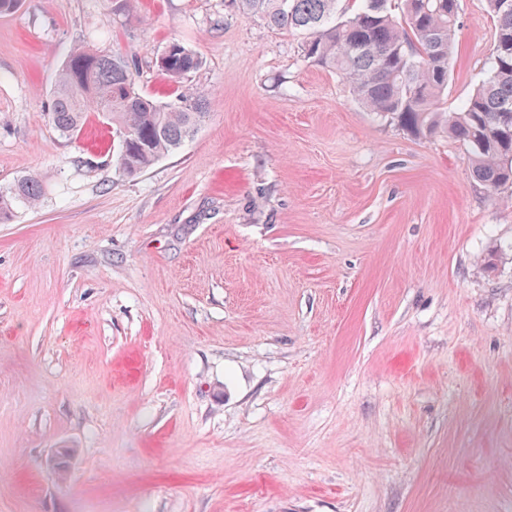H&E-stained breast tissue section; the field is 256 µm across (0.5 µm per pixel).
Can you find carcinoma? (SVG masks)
Segmentation results:
<instances>
[{"label": "carcinoma", "instance_id": "cac0c4a2", "mask_svg": "<svg viewBox=\"0 0 512 512\" xmlns=\"http://www.w3.org/2000/svg\"><path fill=\"white\" fill-rule=\"evenodd\" d=\"M232 0L239 10L302 36V57L346 78L349 91L368 111L392 115L418 136L446 132L470 148L474 177L495 193L512 187V126L501 114L512 112V10L504 0H486L495 25L490 70L456 111L443 110L449 61L458 31L459 0ZM202 58L172 42L158 68L179 83L199 69ZM136 67L119 55L86 46L73 48L59 71L51 119L65 136L78 134L88 113L99 112L121 134L116 166L137 175L178 150L206 117L204 96L182 86L176 98L159 102L139 92ZM43 185L26 177L7 194L0 192V223L9 221L17 202L36 204Z\"/></svg>", "mask_w": 512, "mask_h": 512}]
</instances>
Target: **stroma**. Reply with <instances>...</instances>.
I'll return each mask as SVG.
<instances>
[{
  "instance_id": "35a3bbf8",
  "label": "stroma",
  "mask_w": 512,
  "mask_h": 512,
  "mask_svg": "<svg viewBox=\"0 0 512 512\" xmlns=\"http://www.w3.org/2000/svg\"><path fill=\"white\" fill-rule=\"evenodd\" d=\"M173 41L178 151L128 176L105 117L54 128L71 48L168 101ZM493 41L459 0L449 109ZM299 46L224 0L0 12V189L43 184L0 223V512H512V191ZM165 49L164 54L157 59V66L175 83H181L189 73L202 65V58L182 43L172 42Z\"/></svg>"
}]
</instances>
